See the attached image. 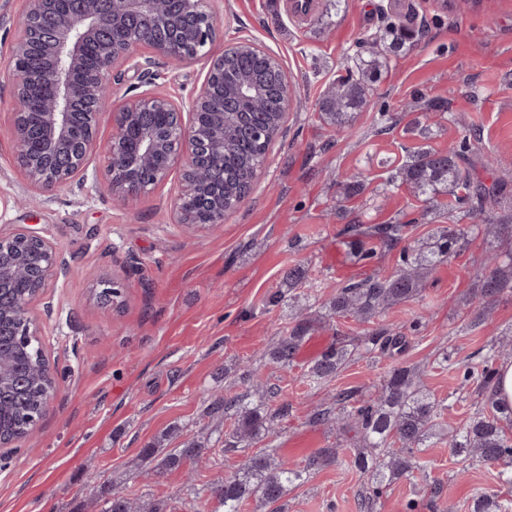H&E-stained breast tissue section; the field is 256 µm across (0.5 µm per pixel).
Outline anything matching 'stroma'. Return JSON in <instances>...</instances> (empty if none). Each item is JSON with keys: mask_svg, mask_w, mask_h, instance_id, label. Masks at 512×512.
I'll return each mask as SVG.
<instances>
[{"mask_svg": "<svg viewBox=\"0 0 512 512\" xmlns=\"http://www.w3.org/2000/svg\"><path fill=\"white\" fill-rule=\"evenodd\" d=\"M211 6L220 18L214 51L247 39L277 57L292 104L265 169L225 217L223 232L190 236L173 212L179 174L119 206L100 179L99 154L90 158L86 178L44 194L37 206L25 205L29 188L10 140L16 103L8 61L27 2L0 0V232L29 226L58 243L70 264L32 306L61 391L29 438L0 450V512H91L90 497L112 486L159 512H213L212 484L241 461L221 450L224 421L208 412L214 393L244 389L248 371L259 370L291 406L266 442L301 460L339 440L335 424L308 422L328 393L374 390L398 361L420 366L425 387L452 402L444 433L417 454L430 477L443 482L444 494L431 501L425 484L403 479L373 512H407L411 501L417 512H472L479 491L512 499V485L501 481L498 468L455 457L447 436L470 414L457 400L464 365L490 342L512 341V291L491 306L483 323L470 301L478 286L475 260L490 252L507 255L512 243L484 233L472 237L426 278L417 299L380 317V324L406 336L401 359L369 355L313 387L302 378L308 358L283 369L267 356L303 310L323 316L317 334L326 342L366 331L365 323L330 314L329 289L395 267L400 250L382 247L372 259L359 260L348 246V225L406 224L413 242L461 218L486 222L484 212L464 216L394 182L409 153L465 139L472 159H509L508 167L484 177L512 186V0H343L339 6L312 0L304 13L292 0H212ZM407 18L414 36L390 55L387 74L353 120L354 136L336 135L320 120L317 103L341 62L360 53L363 40L388 22ZM149 70L153 83L132 71L115 86L98 115L100 144L109 141L111 114L126 99L155 88L188 100L207 66L201 60L174 68L157 59ZM432 99L443 109H427ZM346 172L363 184L348 202L336 185ZM293 266L306 269L312 288L271 302ZM91 269L122 279L119 308L102 307L98 286L86 276ZM188 440L206 448V461L194 473L180 468L151 481L139 478L145 444L178 448ZM367 483L353 466H326L289 490L284 512H361Z\"/></svg>", "mask_w": 512, "mask_h": 512, "instance_id": "obj_1", "label": "stroma"}]
</instances>
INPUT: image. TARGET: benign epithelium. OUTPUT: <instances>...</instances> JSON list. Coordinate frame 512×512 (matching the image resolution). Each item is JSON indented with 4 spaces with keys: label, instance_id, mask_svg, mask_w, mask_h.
I'll use <instances>...</instances> for the list:
<instances>
[{
    "label": "benign epithelium",
    "instance_id": "obj_1",
    "mask_svg": "<svg viewBox=\"0 0 512 512\" xmlns=\"http://www.w3.org/2000/svg\"><path fill=\"white\" fill-rule=\"evenodd\" d=\"M27 2L11 56L16 112L10 134L17 168L35 194L85 176L98 148L96 116L112 96V83L142 67V51L174 67L205 58L208 70L189 112L158 91L130 99L112 113L105 181L113 202L124 204L162 185L178 168L182 188L176 223L189 232L223 227L230 210L214 208L205 221L199 213L212 179L222 172L224 118H234L239 133L247 134L266 125L267 113L240 111L242 99L262 94L252 81L237 82L217 103L213 90L224 85L229 55L258 46L242 40L212 54L219 22L208 0ZM272 93L278 135L291 101L288 81L278 82ZM67 266L60 247L29 228L0 234V298L12 296L22 282L35 291L18 307L0 301L1 336H41L32 303ZM90 276L102 286L100 303L115 305L118 282L95 272Z\"/></svg>",
    "mask_w": 512,
    "mask_h": 512
}]
</instances>
